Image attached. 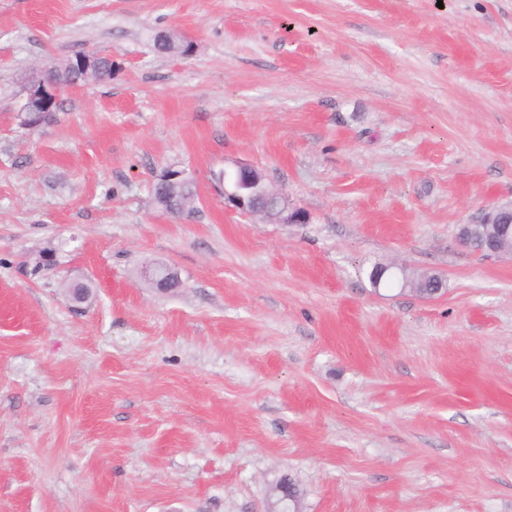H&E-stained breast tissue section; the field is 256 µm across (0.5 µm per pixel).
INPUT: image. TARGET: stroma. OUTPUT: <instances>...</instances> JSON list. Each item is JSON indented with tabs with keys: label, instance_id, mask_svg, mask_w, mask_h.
Here are the masks:
<instances>
[{
	"label": "stroma",
	"instance_id": "1",
	"mask_svg": "<svg viewBox=\"0 0 512 512\" xmlns=\"http://www.w3.org/2000/svg\"><path fill=\"white\" fill-rule=\"evenodd\" d=\"M239 163L309 223L225 209ZM510 204L512 0H0V512H512V255L458 239ZM83 55L85 54L77 53L73 57L66 59L63 63L53 65V72L47 76L53 77L60 88L55 89L52 86L46 85H34L28 87L25 103L22 105L20 112L25 115H32L39 112H50L53 105L58 100L60 89L65 92L67 89H71L82 82L106 81L112 79V60L111 57L108 56H102L100 73L90 72V74H85L80 77L77 72L72 71L71 67L74 62L77 58ZM62 97L56 103V110L59 108L60 102L63 100ZM177 170H169L159 178L154 187V196L158 205L172 214H190L193 211V203L197 196L194 182L184 177L186 184H178L167 181L169 175L177 173Z\"/></svg>",
	"mask_w": 512,
	"mask_h": 512
}]
</instances>
